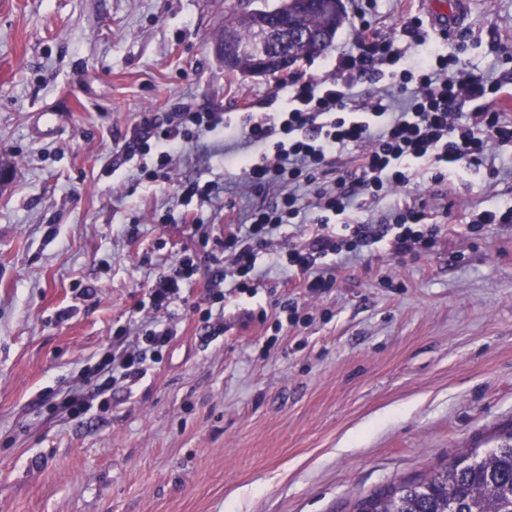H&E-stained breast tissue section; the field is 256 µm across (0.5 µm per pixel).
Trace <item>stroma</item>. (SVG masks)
<instances>
[{"mask_svg": "<svg viewBox=\"0 0 512 512\" xmlns=\"http://www.w3.org/2000/svg\"><path fill=\"white\" fill-rule=\"evenodd\" d=\"M276 0H0V512H351L384 485L512 427V223L470 231L460 212L512 208V145L458 181L441 235L417 258L381 242L336 263L328 292L274 332L276 294L169 307L175 335L139 379L96 396L87 370L135 339L164 265L193 249L183 219L245 220L273 191L238 185L203 133L151 180L142 115L259 113L276 76L228 72L232 12ZM318 81L352 44L427 0H344ZM475 73L512 84V0H465L448 34ZM223 179L182 203L177 181ZM96 399L74 414V386Z\"/></svg>", "mask_w": 512, "mask_h": 512, "instance_id": "35a3bbf8", "label": "stroma"}]
</instances>
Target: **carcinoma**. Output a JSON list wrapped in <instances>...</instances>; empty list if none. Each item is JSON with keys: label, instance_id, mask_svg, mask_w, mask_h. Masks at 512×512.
Wrapping results in <instances>:
<instances>
[{"label": "carcinoma", "instance_id": "cac0c4a2", "mask_svg": "<svg viewBox=\"0 0 512 512\" xmlns=\"http://www.w3.org/2000/svg\"><path fill=\"white\" fill-rule=\"evenodd\" d=\"M333 0H293L292 8L304 27L320 30L330 21ZM345 18L336 16V27L326 41L288 44L293 61L315 57L329 50ZM254 31L247 14L224 27L220 44L246 45ZM352 512H512V430L503 443L481 455L471 452L428 474L393 482L380 492L354 503Z\"/></svg>", "mask_w": 512, "mask_h": 512}]
</instances>
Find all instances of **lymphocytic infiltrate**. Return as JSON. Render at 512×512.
I'll use <instances>...</instances> for the list:
<instances>
[{
    "label": "lymphocytic infiltrate",
    "mask_w": 512,
    "mask_h": 512,
    "mask_svg": "<svg viewBox=\"0 0 512 512\" xmlns=\"http://www.w3.org/2000/svg\"><path fill=\"white\" fill-rule=\"evenodd\" d=\"M368 29L361 23L353 49L337 56L329 77L288 82V97L275 112L246 116L237 125L220 112L178 114L154 143H138V150L156 151L152 176L164 178L185 143L220 127L225 137L258 150L228 162L244 184L280 190L273 202L256 207L246 224L228 222L219 232L192 219L187 228L201 258L180 257L159 277L150 295L154 311H168L172 300L195 283L204 262L213 268L205 288L254 296L262 286L256 263L264 253L314 296L333 285L328 256L356 257L384 240L402 257L436 245L441 227L427 201H414L384 224L350 220L346 214L355 207L369 209L378 197L406 187L416 165L427 166L431 184L451 188L463 171L479 168L494 147L511 144L512 119L498 104L512 88L468 70L459 58L461 44H449L444 30L428 37L419 16H407L386 36ZM402 40L416 46L417 54L400 49ZM363 82L369 90L360 99L355 89ZM471 100L477 108L464 111ZM349 148L355 151L351 167L337 166V155ZM300 185L314 186L312 198L295 194ZM290 224L307 228L308 235L284 255L271 249L270 239ZM172 337L171 328L152 325L97 366L99 394L117 380L146 374L148 359Z\"/></svg>",
    "instance_id": "1"
}]
</instances>
